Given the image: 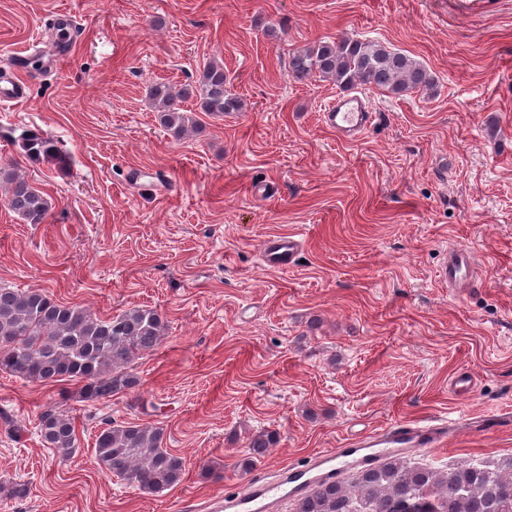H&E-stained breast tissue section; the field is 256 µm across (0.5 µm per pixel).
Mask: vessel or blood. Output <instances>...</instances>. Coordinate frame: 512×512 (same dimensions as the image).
<instances>
[{
    "mask_svg": "<svg viewBox=\"0 0 512 512\" xmlns=\"http://www.w3.org/2000/svg\"><path fill=\"white\" fill-rule=\"evenodd\" d=\"M26 94L25 84L16 76H0L1 104L19 103ZM371 117L368 100L361 93L336 98L322 112L325 125L345 139L361 133ZM299 257L300 243L290 235L267 238L262 245L263 261L274 269H288ZM439 276L449 287H472L478 281L473 254L462 249L451 251ZM452 428V423L447 421L396 423L356 437L347 447L310 456L303 463L283 469L280 475H254L240 487L213 493L201 501L198 512H280L284 504L304 495L313 485L335 481L352 469L374 465L394 454L446 445Z\"/></svg>",
    "mask_w": 512,
    "mask_h": 512,
    "instance_id": "1",
    "label": "vessel or blood"
}]
</instances>
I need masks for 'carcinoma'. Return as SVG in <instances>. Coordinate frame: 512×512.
Instances as JSON below:
<instances>
[{
	"mask_svg": "<svg viewBox=\"0 0 512 512\" xmlns=\"http://www.w3.org/2000/svg\"><path fill=\"white\" fill-rule=\"evenodd\" d=\"M289 74L297 82L314 76L342 89L370 85L393 95L429 93L435 80L411 57L367 39L343 37L314 42L296 50ZM194 96L200 111L220 116L243 108L225 88L224 64L210 63L192 91L177 92L165 82L153 84L150 106L161 126L181 138L194 125L184 103ZM17 142L38 162L66 166L67 155L53 139L33 130ZM7 183L0 199L27 224L46 222L51 203L28 179L0 168ZM165 325L146 308L108 317L78 305L53 300L39 290L0 286V370L32 382L74 381L82 402H96L138 387L131 362L162 341ZM43 445L63 457L77 448V429L66 411L44 412L38 424ZM275 431L258 434L251 456L240 462L248 471L254 459L277 443ZM98 464L139 490L159 494L181 482L184 459L164 448L161 427L107 421L96 434ZM294 512H512V458L497 465L464 462L447 468L411 465L390 457L356 471L350 484L325 483L294 502Z\"/></svg>",
	"mask_w": 512,
	"mask_h": 512,
	"instance_id": "cac0c4a2",
	"label": "carcinoma"
}]
</instances>
